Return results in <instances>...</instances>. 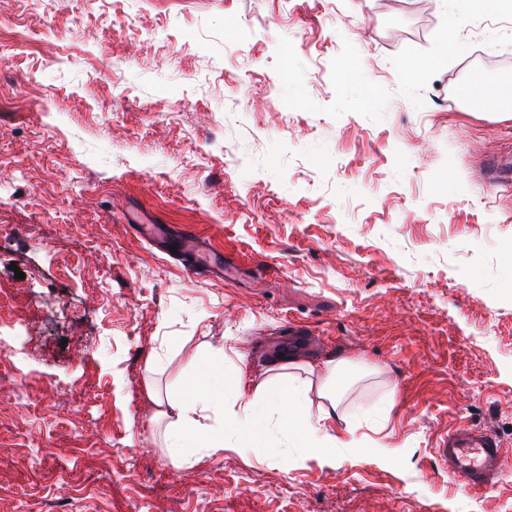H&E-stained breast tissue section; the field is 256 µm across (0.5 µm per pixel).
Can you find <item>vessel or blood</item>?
<instances>
[{
	"label": "vessel or blood",
	"mask_w": 512,
	"mask_h": 512,
	"mask_svg": "<svg viewBox=\"0 0 512 512\" xmlns=\"http://www.w3.org/2000/svg\"><path fill=\"white\" fill-rule=\"evenodd\" d=\"M439 453L449 471L463 475L470 487H492L500 476L502 443L487 429L449 432Z\"/></svg>",
	"instance_id": "1"
}]
</instances>
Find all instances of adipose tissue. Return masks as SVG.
Masks as SVG:
<instances>
[{
	"label": "adipose tissue",
	"mask_w": 512,
	"mask_h": 512,
	"mask_svg": "<svg viewBox=\"0 0 512 512\" xmlns=\"http://www.w3.org/2000/svg\"><path fill=\"white\" fill-rule=\"evenodd\" d=\"M298 368L315 373V380L295 378ZM271 370L250 384L241 372L225 371L223 351L203 359L166 401L165 441L172 462L189 466L200 454L216 456L227 450L267 458L276 453L271 437L275 431L298 440L305 455L320 461L335 458L337 449L353 447V428L336 429L342 387L351 375L347 362L327 360L316 368L291 353L276 358ZM313 389L325 401L316 412L309 406ZM230 398L238 407L228 412L224 404Z\"/></svg>",
	"instance_id": "obj_1"
}]
</instances>
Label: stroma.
Listing matches in <instances>:
<instances>
[{
    "label": "stroma",
    "mask_w": 512,
    "mask_h": 512,
    "mask_svg": "<svg viewBox=\"0 0 512 512\" xmlns=\"http://www.w3.org/2000/svg\"><path fill=\"white\" fill-rule=\"evenodd\" d=\"M509 60L512 0H0V512H512V112L464 95ZM217 347L364 371L358 451L175 466L158 402ZM199 244L196 237L192 234H185L179 242V252L193 259L191 270L197 273L201 271H209L210 265L200 256ZM439 448L448 471L463 475L470 487L490 488L500 476L502 443L489 430L472 428L448 432Z\"/></svg>",
    "instance_id": "obj_1"
}]
</instances>
